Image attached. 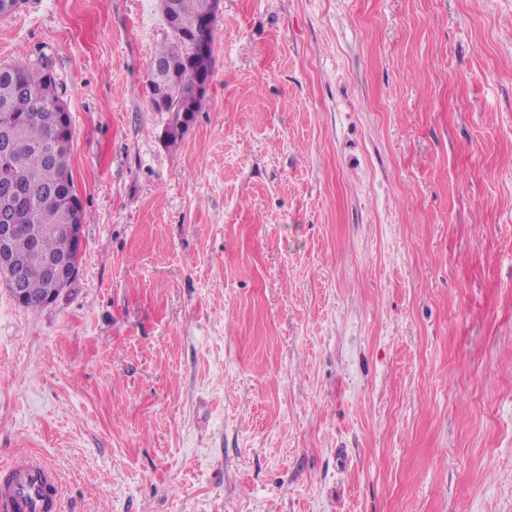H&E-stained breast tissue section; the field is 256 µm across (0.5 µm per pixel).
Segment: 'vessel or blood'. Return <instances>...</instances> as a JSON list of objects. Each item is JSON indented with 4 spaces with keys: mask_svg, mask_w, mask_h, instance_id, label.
<instances>
[{
    "mask_svg": "<svg viewBox=\"0 0 512 512\" xmlns=\"http://www.w3.org/2000/svg\"><path fill=\"white\" fill-rule=\"evenodd\" d=\"M11 481L0 482V506L6 512H60L55 468L36 455H22L6 467Z\"/></svg>",
    "mask_w": 512,
    "mask_h": 512,
    "instance_id": "1",
    "label": "vessel or blood"
}]
</instances>
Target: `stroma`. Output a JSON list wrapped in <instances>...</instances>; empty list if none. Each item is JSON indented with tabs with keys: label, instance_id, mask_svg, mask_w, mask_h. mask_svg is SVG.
<instances>
[{
	"label": "stroma",
	"instance_id": "35a3bbf8",
	"mask_svg": "<svg viewBox=\"0 0 512 512\" xmlns=\"http://www.w3.org/2000/svg\"><path fill=\"white\" fill-rule=\"evenodd\" d=\"M158 0H25L89 215L0 286V465L63 512H512V0H223L178 149ZM12 480L0 482V503L9 512H57L62 509L55 468L36 455H22L6 467Z\"/></svg>",
	"mask_w": 512,
	"mask_h": 512
}]
</instances>
